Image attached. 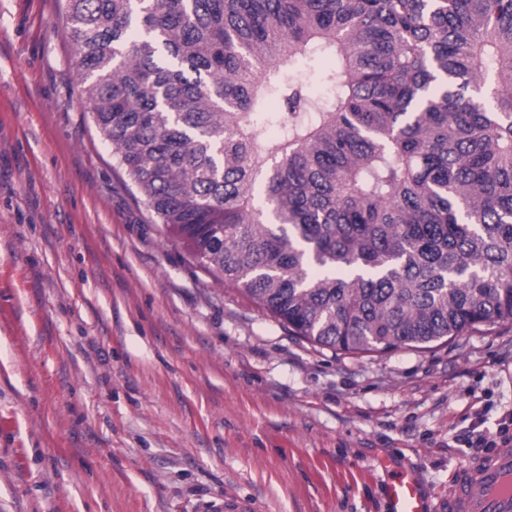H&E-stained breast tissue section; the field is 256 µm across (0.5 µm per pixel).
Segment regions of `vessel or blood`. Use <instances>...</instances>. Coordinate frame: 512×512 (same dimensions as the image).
Instances as JSON below:
<instances>
[{
	"mask_svg": "<svg viewBox=\"0 0 512 512\" xmlns=\"http://www.w3.org/2000/svg\"><path fill=\"white\" fill-rule=\"evenodd\" d=\"M389 512H512V445L506 444L459 466L448 496L425 499L415 474L397 472L385 489ZM207 512H253L252 500L228 494L206 503Z\"/></svg>",
	"mask_w": 512,
	"mask_h": 512,
	"instance_id": "obj_1",
	"label": "vessel or blood"
}]
</instances>
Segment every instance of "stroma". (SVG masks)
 Segmentation results:
<instances>
[{
  "label": "stroma",
  "mask_w": 512,
  "mask_h": 512,
  "mask_svg": "<svg viewBox=\"0 0 512 512\" xmlns=\"http://www.w3.org/2000/svg\"><path fill=\"white\" fill-rule=\"evenodd\" d=\"M65 0H0V512H387L512 407V325L361 356L214 281L133 200ZM206 512H254V503L234 494H224L218 501L207 502L204 506Z\"/></svg>",
  "instance_id": "35a3bbf8"
}]
</instances>
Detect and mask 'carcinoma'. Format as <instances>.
Masks as SVG:
<instances>
[{
	"label": "carcinoma",
	"mask_w": 512,
	"mask_h": 512,
	"mask_svg": "<svg viewBox=\"0 0 512 512\" xmlns=\"http://www.w3.org/2000/svg\"><path fill=\"white\" fill-rule=\"evenodd\" d=\"M65 14L135 202L289 332L361 355L512 323V0Z\"/></svg>",
	"instance_id": "1"
}]
</instances>
